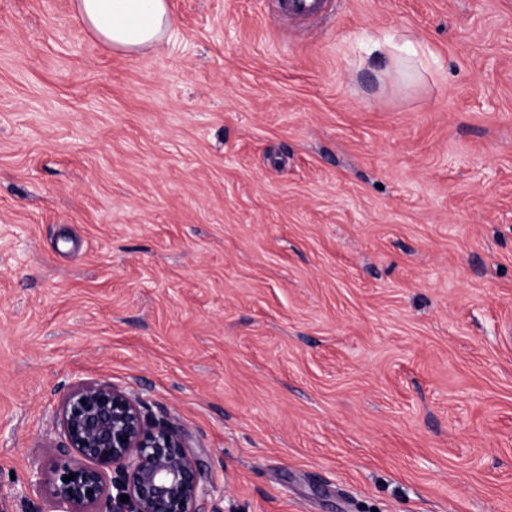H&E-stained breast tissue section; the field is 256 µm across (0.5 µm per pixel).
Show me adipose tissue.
I'll use <instances>...</instances> for the list:
<instances>
[{"instance_id":"1","label":"adipose tissue","mask_w":512,"mask_h":512,"mask_svg":"<svg viewBox=\"0 0 512 512\" xmlns=\"http://www.w3.org/2000/svg\"><path fill=\"white\" fill-rule=\"evenodd\" d=\"M78 20L111 48L137 52L160 44L174 26L166 0H75ZM368 53L405 80L428 69L430 50L419 40L370 41Z\"/></svg>"}]
</instances>
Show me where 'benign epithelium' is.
Instances as JSON below:
<instances>
[{
  "instance_id": "1",
  "label": "benign epithelium",
  "mask_w": 512,
  "mask_h": 512,
  "mask_svg": "<svg viewBox=\"0 0 512 512\" xmlns=\"http://www.w3.org/2000/svg\"><path fill=\"white\" fill-rule=\"evenodd\" d=\"M62 428L69 460L53 469V512H203L215 490L183 431L110 382L73 385Z\"/></svg>"
}]
</instances>
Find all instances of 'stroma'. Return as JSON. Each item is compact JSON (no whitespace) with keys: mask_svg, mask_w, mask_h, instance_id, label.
Listing matches in <instances>:
<instances>
[{"mask_svg":"<svg viewBox=\"0 0 512 512\" xmlns=\"http://www.w3.org/2000/svg\"><path fill=\"white\" fill-rule=\"evenodd\" d=\"M73 2L0 0V512L89 381L212 512H512V0H167L132 54ZM368 53L377 60L384 61L387 71L393 70L405 80L416 78L420 70H427L433 56L419 40L406 36L398 41L392 37L371 40Z\"/></svg>","mask_w":512,"mask_h":512,"instance_id":"35a3bbf8","label":"stroma"}]
</instances>
